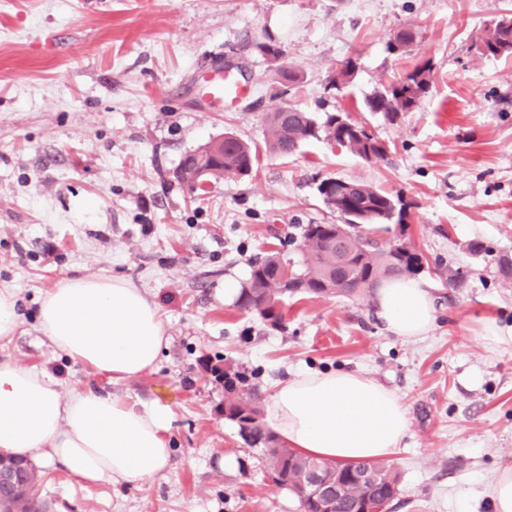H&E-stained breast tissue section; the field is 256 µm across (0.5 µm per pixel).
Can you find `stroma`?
<instances>
[{
	"label": "stroma",
	"mask_w": 512,
	"mask_h": 512,
	"mask_svg": "<svg viewBox=\"0 0 512 512\" xmlns=\"http://www.w3.org/2000/svg\"><path fill=\"white\" fill-rule=\"evenodd\" d=\"M505 15L512 0H0V286L15 289L21 319L0 362L174 412L164 474L86 484L40 465L49 512H301L224 417L210 369L227 361L265 400L301 372L379 381L409 415L389 458L401 482L393 512H495L493 484L512 467V346L489 349L479 335L484 317L512 328V278L500 271L512 259V58L477 45ZM408 25L419 32L410 52H387ZM264 37L298 83L273 81L254 47ZM351 58L353 85L330 89ZM217 62L252 89L235 106L205 96ZM424 64L431 90L414 111L392 124L364 111L382 83ZM284 104L345 107L389 155L367 162L313 139L203 192L173 179L185 153L224 134L263 145L266 113ZM327 177L406 203L420 277L437 297L424 337L386 331L368 297L285 299L282 333L225 297L267 252L302 269L301 225L340 221L317 194ZM79 275L151 295L170 338L152 371L106 383L53 354L39 299Z\"/></svg>",
	"instance_id": "stroma-1"
}]
</instances>
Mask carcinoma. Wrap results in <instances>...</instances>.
<instances>
[{
    "label": "carcinoma",
    "mask_w": 512,
    "mask_h": 512,
    "mask_svg": "<svg viewBox=\"0 0 512 512\" xmlns=\"http://www.w3.org/2000/svg\"><path fill=\"white\" fill-rule=\"evenodd\" d=\"M419 33L411 27L396 32L388 44L391 52H406L414 45ZM483 55L512 57V18H502L486 31L482 38ZM263 58L276 63V82L286 86L299 80L291 66L280 62L283 50L272 40L255 42ZM357 64L348 60L329 79V87L340 91L349 87L356 77ZM430 91V68L417 66L405 76L381 85L364 99V109L379 112L390 123L402 113L413 111ZM266 151L288 156L309 139H322L338 144L363 160L385 158L387 143L365 133V124L350 119L344 109L326 112L317 118L289 105L277 107L266 116ZM258 160L257 149L242 138L224 134V142L210 140L187 153L173 170L172 177L190 185L196 168L207 169L206 179L215 182L225 176H246L252 173ZM333 200H323L325 206L339 214L342 224H306L301 228L300 250L304 268L290 271L279 257L269 253L254 261L246 283L242 286L237 307L253 315L267 327L286 328L281 311L282 300L288 296L355 297L370 292L390 277L420 273L422 253L405 236L407 210L399 197L358 181L336 183ZM362 210L363 224H394L399 237L383 247L375 240L352 232L358 227L351 214ZM215 377L224 380L228 394L227 418L238 428L241 438L250 446L261 449L277 486L291 491L303 512H318L305 490L308 474L320 470L324 479L336 485L334 512H362L364 506L392 503L400 490V476L393 464L381 460L338 462L336 464L306 456L279 441L264 423L259 406V394L245 391L246 378L231 365L214 366ZM3 467L23 470L25 478L16 488L0 494V512H43L36 497V468L23 458L8 456Z\"/></svg>",
    "instance_id": "1"
}]
</instances>
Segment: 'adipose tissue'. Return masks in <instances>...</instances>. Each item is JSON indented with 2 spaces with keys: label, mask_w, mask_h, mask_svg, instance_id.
Instances as JSON below:
<instances>
[{
  "label": "adipose tissue",
  "mask_w": 512,
  "mask_h": 512,
  "mask_svg": "<svg viewBox=\"0 0 512 512\" xmlns=\"http://www.w3.org/2000/svg\"><path fill=\"white\" fill-rule=\"evenodd\" d=\"M391 334L423 337L435 301L414 278L383 280L373 292ZM38 328L52 348L112 381L152 369L168 344L157 304L122 278L72 276L40 298ZM174 413L152 399L128 401L103 387L62 393L45 369L0 362V454L61 465L81 481L136 483L169 465ZM265 421L281 441L328 462L390 455L408 428L399 397L354 372L302 373L277 385Z\"/></svg>",
  "instance_id": "ef3b65f1"
}]
</instances>
